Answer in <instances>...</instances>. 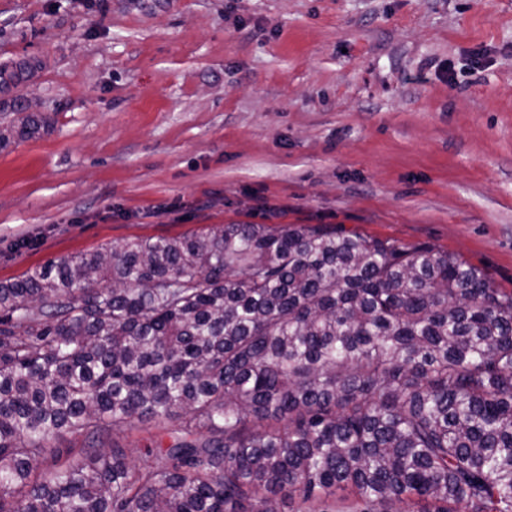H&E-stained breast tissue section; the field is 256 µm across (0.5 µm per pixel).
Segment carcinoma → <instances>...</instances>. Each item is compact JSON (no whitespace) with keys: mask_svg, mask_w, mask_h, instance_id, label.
<instances>
[{"mask_svg":"<svg viewBox=\"0 0 512 512\" xmlns=\"http://www.w3.org/2000/svg\"><path fill=\"white\" fill-rule=\"evenodd\" d=\"M337 490L331 512H512L511 290L323 224L0 282V512H326Z\"/></svg>","mask_w":512,"mask_h":512,"instance_id":"obj_1","label":"carcinoma"}]
</instances>
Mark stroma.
<instances>
[{"mask_svg": "<svg viewBox=\"0 0 512 512\" xmlns=\"http://www.w3.org/2000/svg\"><path fill=\"white\" fill-rule=\"evenodd\" d=\"M0 68V281L324 224L512 290V0H0Z\"/></svg>", "mask_w": 512, "mask_h": 512, "instance_id": "1", "label": "stroma"}]
</instances>
